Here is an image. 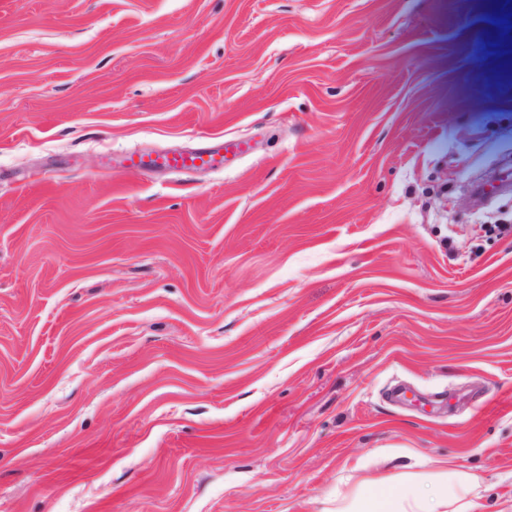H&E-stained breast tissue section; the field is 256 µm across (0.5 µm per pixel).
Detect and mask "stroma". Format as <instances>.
<instances>
[{
  "instance_id": "1",
  "label": "stroma",
  "mask_w": 512,
  "mask_h": 512,
  "mask_svg": "<svg viewBox=\"0 0 512 512\" xmlns=\"http://www.w3.org/2000/svg\"><path fill=\"white\" fill-rule=\"evenodd\" d=\"M491 2L0 0V512H512ZM200 161V164H196ZM128 168L136 171L147 167L165 168L171 171L193 172L206 166L224 164V142L214 148H200L192 152L171 153L146 159L138 153L128 154ZM439 497L448 506V512H469L472 497L479 494L480 482L477 476L468 472L464 465L448 460L447 466L430 475ZM431 502L414 493L385 488L355 499L347 510L341 512H435Z\"/></svg>"
}]
</instances>
